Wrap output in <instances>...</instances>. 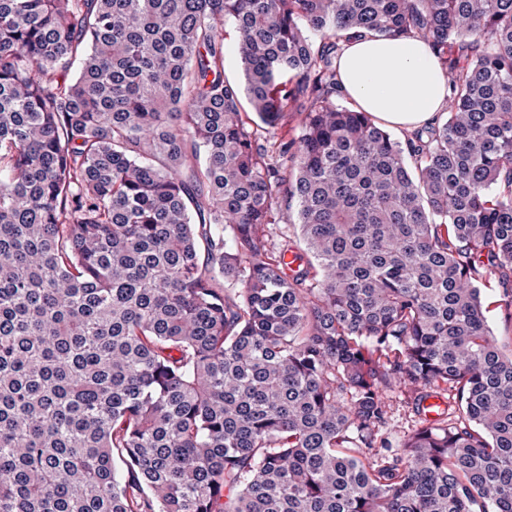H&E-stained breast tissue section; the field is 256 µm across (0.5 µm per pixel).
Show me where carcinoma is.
Instances as JSON below:
<instances>
[{
	"mask_svg": "<svg viewBox=\"0 0 512 512\" xmlns=\"http://www.w3.org/2000/svg\"><path fill=\"white\" fill-rule=\"evenodd\" d=\"M373 34L444 118L337 102ZM507 266L512 0H0V512H512ZM224 36V68L225 76L232 81L242 80V64L236 53L233 32L230 25L225 27ZM511 287V288H510ZM482 299L492 336L504 354L512 351V272H493L481 281ZM387 405L386 424L381 428V434L387 438L392 448H400L403 440L420 422V417L408 403L407 396L399 389L385 393Z\"/></svg>",
	"mask_w": 512,
	"mask_h": 512,
	"instance_id": "carcinoma-1",
	"label": "carcinoma"
}]
</instances>
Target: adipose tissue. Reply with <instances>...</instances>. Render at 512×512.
Returning a JSON list of instances; mask_svg holds the SVG:
<instances>
[{
    "label": "adipose tissue",
    "instance_id": "obj_1",
    "mask_svg": "<svg viewBox=\"0 0 512 512\" xmlns=\"http://www.w3.org/2000/svg\"><path fill=\"white\" fill-rule=\"evenodd\" d=\"M337 74L346 97L393 127L430 121L446 95L437 58L412 38L361 37L346 46Z\"/></svg>",
    "mask_w": 512,
    "mask_h": 512
}]
</instances>
